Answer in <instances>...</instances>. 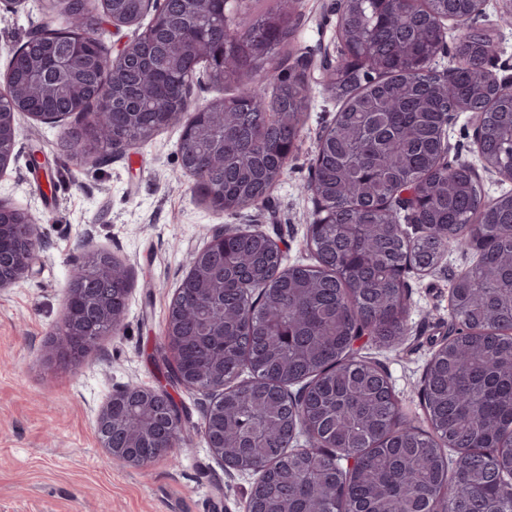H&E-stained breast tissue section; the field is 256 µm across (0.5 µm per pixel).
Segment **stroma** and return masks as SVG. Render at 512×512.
I'll return each instance as SVG.
<instances>
[{
  "instance_id": "35a3bbf8",
  "label": "stroma",
  "mask_w": 512,
  "mask_h": 512,
  "mask_svg": "<svg viewBox=\"0 0 512 512\" xmlns=\"http://www.w3.org/2000/svg\"><path fill=\"white\" fill-rule=\"evenodd\" d=\"M302 45L335 40L336 0H299ZM48 0H27L0 15V75L7 52L45 17ZM338 101L314 87L297 148L263 204L216 215L180 169L174 126L125 155L66 156L71 117L51 126L19 117L15 158L0 178V197L29 210L41 226L34 274L0 292V512H245L253 476L226 470L203 432L212 393L173 386L185 430L173 457L142 468L110 463L95 436L99 407L127 385L162 379L163 334L188 259L220 228L259 230L280 240L288 264H314L308 225L315 202L306 186L320 135ZM42 167L33 169L31 156ZM110 254L133 274L121 331L101 337L80 365H59L45 350L59 331L68 284L85 247ZM476 252L449 243L435 270L407 272L406 340L395 348L371 341L359 353L380 364L405 420L426 428L421 388L427 364L448 339L453 279Z\"/></svg>"
}]
</instances>
